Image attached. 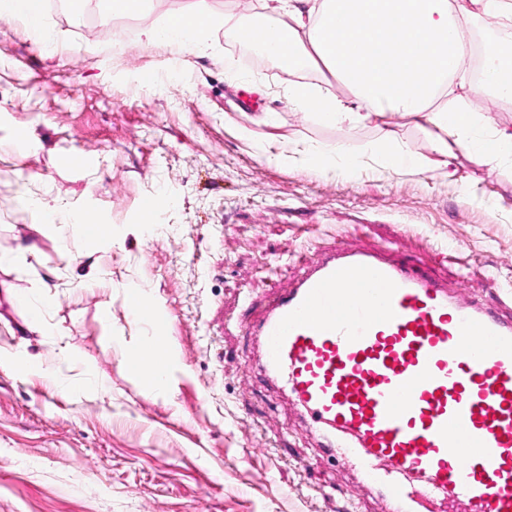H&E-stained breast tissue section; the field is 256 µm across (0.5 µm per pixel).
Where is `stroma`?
<instances>
[{
  "label": "stroma",
  "instance_id": "35a3bbf8",
  "mask_svg": "<svg viewBox=\"0 0 512 512\" xmlns=\"http://www.w3.org/2000/svg\"><path fill=\"white\" fill-rule=\"evenodd\" d=\"M209 4L204 52L141 32L115 46L84 0L46 22L48 49L0 11V512H380L250 371L236 318L298 254L340 240L447 254L439 273L471 296L512 288V167L463 150L445 161L400 112L319 122L291 101L284 67L234 61L223 19L254 18L260 0ZM475 84L462 70L454 92L512 128V100ZM246 93L258 108H241ZM386 131L426 166L365 154L340 178L303 161ZM82 151L91 164L71 161ZM75 211L111 235L83 237ZM131 288L168 319L167 389L126 363L151 341L125 306Z\"/></svg>",
  "mask_w": 512,
  "mask_h": 512
}]
</instances>
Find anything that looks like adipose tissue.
Instances as JSON below:
<instances>
[{
	"mask_svg": "<svg viewBox=\"0 0 512 512\" xmlns=\"http://www.w3.org/2000/svg\"><path fill=\"white\" fill-rule=\"evenodd\" d=\"M471 8H453L450 0H300L299 5L262 14V26L274 36L261 44L269 62L302 70L323 64L348 87L352 105L315 93L311 84L298 82L290 89L297 106L314 111L324 123L359 125L371 116L401 112L427 125L432 151L453 157L464 149L486 162L512 160V128L488 126L480 113L452 95L451 86L466 54V32L473 13L512 20V0H471ZM213 26L208 0H196L190 14L171 15L165 26L149 29V41H162L178 50L198 49ZM346 28L342 41L329 42L327 27ZM381 27L397 28L396 39L379 43L371 34ZM484 78L479 94L512 97V41L492 40L483 49ZM442 107L434 102L440 96ZM366 153L393 170L420 168L422 161L383 136ZM363 153V154H366ZM362 153L324 146L307 152L310 170L320 174L355 173Z\"/></svg>",
	"mask_w": 512,
	"mask_h": 512,
	"instance_id": "adipose-tissue-1",
	"label": "adipose tissue"
}]
</instances>
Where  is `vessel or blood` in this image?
Returning <instances> with one entry per match:
<instances>
[{"label":"vessel or blood","instance_id":"vessel-or-blood-1","mask_svg":"<svg viewBox=\"0 0 512 512\" xmlns=\"http://www.w3.org/2000/svg\"><path fill=\"white\" fill-rule=\"evenodd\" d=\"M300 265L239 326L318 448L388 512H512V299L464 298L397 246ZM132 313L161 341L150 296Z\"/></svg>","mask_w":512,"mask_h":512}]
</instances>
